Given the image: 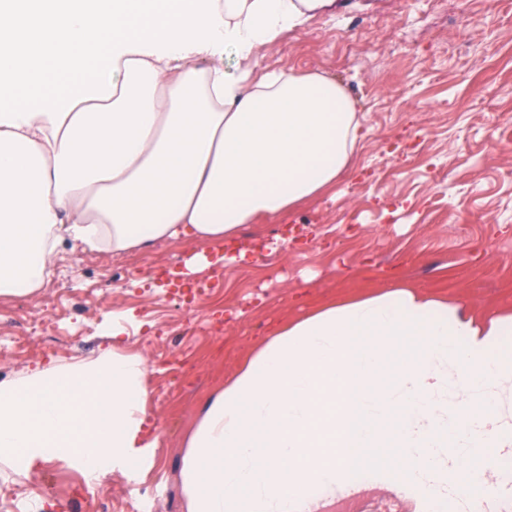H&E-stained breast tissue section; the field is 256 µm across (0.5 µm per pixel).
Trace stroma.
I'll return each mask as SVG.
<instances>
[{"label":"stroma","mask_w":512,"mask_h":512,"mask_svg":"<svg viewBox=\"0 0 512 512\" xmlns=\"http://www.w3.org/2000/svg\"><path fill=\"white\" fill-rule=\"evenodd\" d=\"M480 17L477 26L466 16ZM260 69L322 73L341 84L361 126L335 186L279 221L241 225L212 253L263 252L214 267L205 295L162 287L187 244L120 256L58 246L49 282L0 298V379L110 349L112 316L133 317L121 350L150 363L148 431L137 473L114 468L85 493L79 469L36 461L0 472V512H122L134 483L166 493L154 512H185L179 442L198 406L260 343L271 323L386 277L475 312L512 310V0H337L256 52ZM252 305L229 323L226 310ZM344 505L390 496L420 512L421 491L395 478H353Z\"/></svg>","instance_id":"stroma-1"}]
</instances>
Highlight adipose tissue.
I'll return each instance as SVG.
<instances>
[{"instance_id":"adipose-tissue-1","label":"adipose tissue","mask_w":512,"mask_h":512,"mask_svg":"<svg viewBox=\"0 0 512 512\" xmlns=\"http://www.w3.org/2000/svg\"><path fill=\"white\" fill-rule=\"evenodd\" d=\"M334 0H0V296L34 293L58 243L192 249L276 221L347 170L360 123L318 73L255 77L258 47ZM234 54L235 72L224 58ZM147 360L0 381V470L76 460L86 480L148 447ZM187 512H313L354 474L480 497L473 460L512 457V314L384 282L271 326L181 441Z\"/></svg>"}]
</instances>
